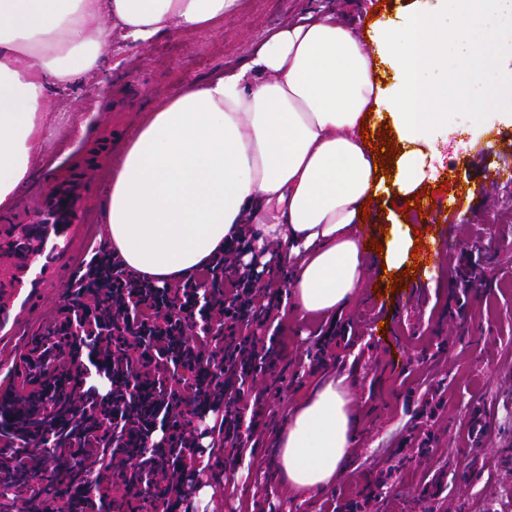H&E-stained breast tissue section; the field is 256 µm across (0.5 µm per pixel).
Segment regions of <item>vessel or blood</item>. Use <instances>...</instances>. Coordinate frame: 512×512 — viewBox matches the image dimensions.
Here are the masks:
<instances>
[{"label":"vessel or blood","instance_id":"obj_1","mask_svg":"<svg viewBox=\"0 0 512 512\" xmlns=\"http://www.w3.org/2000/svg\"><path fill=\"white\" fill-rule=\"evenodd\" d=\"M0 226V415L18 412L43 369L36 348L46 341L39 322L76 291L89 254L90 200L96 177L73 166L44 176Z\"/></svg>","mask_w":512,"mask_h":512}]
</instances>
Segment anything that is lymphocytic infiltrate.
<instances>
[{"instance_id": "lymphocytic-infiltrate-1", "label": "lymphocytic infiltrate", "mask_w": 512, "mask_h": 512, "mask_svg": "<svg viewBox=\"0 0 512 512\" xmlns=\"http://www.w3.org/2000/svg\"><path fill=\"white\" fill-rule=\"evenodd\" d=\"M251 248L250 240L232 238L195 274L174 285H157L130 269L113 272L108 254L99 248L86 261L78 302L68 306L67 324L49 326L44 360L70 358L76 365V390L63 381L47 383L49 402L35 425L41 454H27L22 465L41 477L51 459L79 455L78 478L67 484V500L56 494L41 498L38 512H74L76 503L91 507L100 491L98 464L104 448L120 455L123 492L114 512H146L154 504L153 478L171 472L169 483L177 512H199L196 494L210 485L216 449L239 456L242 427H254L263 415L265 392L253 389L258 373L273 369L277 343L258 350L252 326H264L280 295L258 294L256 274L242 275L224 263L225 256ZM211 295L222 329L220 337L196 331L198 296ZM129 298V313L111 327L108 352L91 351L87 325L96 323L115 297ZM156 335L160 350L139 351L138 341ZM181 383L197 407L178 412L161 400L170 382ZM80 397L81 407L64 417L61 404Z\"/></svg>"}]
</instances>
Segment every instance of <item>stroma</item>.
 I'll return each mask as SVG.
<instances>
[{
  "label": "stroma",
  "mask_w": 512,
  "mask_h": 512,
  "mask_svg": "<svg viewBox=\"0 0 512 512\" xmlns=\"http://www.w3.org/2000/svg\"><path fill=\"white\" fill-rule=\"evenodd\" d=\"M358 25L399 27L407 14L447 15L445 0H248L219 30L169 33L148 44L113 35L102 74L51 92L61 124L81 120L85 134L61 133L45 148V167L78 166L120 151L129 130L183 84L244 66L267 32L300 13L343 16ZM478 100L453 94L448 118L430 133L414 196L429 195L437 222L422 238L405 218L403 196L384 193L366 203L361 227L384 249L402 236L413 276L366 269L343 316L358 328L331 343L314 361L320 336L332 326L287 303L258 330L277 336L282 392L266 406L267 429L245 440L235 467L220 480L210 512H338L347 502L363 512H512V185L493 182V170L512 165V150L496 143L512 135V97L499 87ZM482 240L483 251L471 243ZM475 266L470 288L459 274ZM420 296L410 297L412 287ZM383 323H395L402 353L370 344L369 303ZM347 376L359 416L354 451L333 487L297 499L278 469L277 441L290 410L319 383ZM486 418L483 447H475L474 414Z\"/></svg>",
  "instance_id": "35a3bbf8"
}]
</instances>
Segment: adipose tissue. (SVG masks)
<instances>
[{
  "label": "adipose tissue",
  "mask_w": 512,
  "mask_h": 512,
  "mask_svg": "<svg viewBox=\"0 0 512 512\" xmlns=\"http://www.w3.org/2000/svg\"><path fill=\"white\" fill-rule=\"evenodd\" d=\"M447 21L411 16L403 31L368 46L345 19H309L273 31L239 72L193 82L143 114L114 163L106 222L124 264L158 283L185 279L241 225L257 243L277 241L293 258L297 306L326 317L360 288L357 220L385 185L376 157L354 134L369 110L396 121L411 149L398 190L410 194L429 132L445 118L447 88L425 82L448 51L466 48L467 88L493 82L486 31L512 0H472ZM245 0H0V206L31 178L56 118L48 93L98 75L113 30L141 44L173 31L218 29ZM400 76L393 95L374 78L378 60ZM344 379L318 386L288 416L277 450L290 487L303 496L346 470L358 426Z\"/></svg>",
  "instance_id": "1"
}]
</instances>
